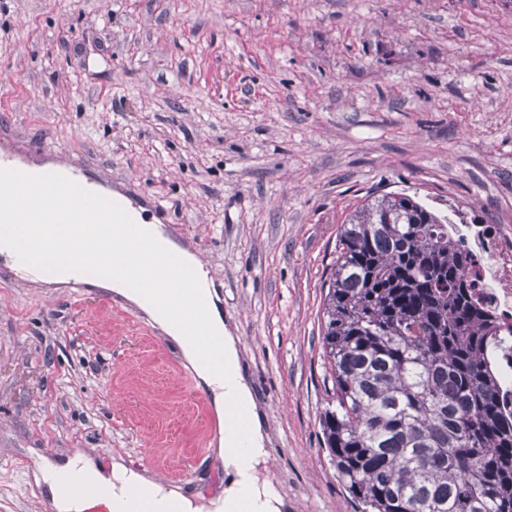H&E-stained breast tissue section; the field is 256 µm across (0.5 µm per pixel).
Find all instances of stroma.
Returning a JSON list of instances; mask_svg holds the SVG:
<instances>
[{
  "label": "stroma",
  "instance_id": "1",
  "mask_svg": "<svg viewBox=\"0 0 512 512\" xmlns=\"http://www.w3.org/2000/svg\"><path fill=\"white\" fill-rule=\"evenodd\" d=\"M52 144L167 207L207 265L282 512H359L323 444V282L374 190L512 225V0H0V146ZM209 397L136 307L0 269V512L39 465L218 495Z\"/></svg>",
  "mask_w": 512,
  "mask_h": 512
}]
</instances>
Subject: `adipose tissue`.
<instances>
[{"label":"adipose tissue","mask_w":512,"mask_h":512,"mask_svg":"<svg viewBox=\"0 0 512 512\" xmlns=\"http://www.w3.org/2000/svg\"><path fill=\"white\" fill-rule=\"evenodd\" d=\"M12 229V221L0 217V250L12 258L17 273L30 275L32 267L49 259L50 253L45 247L12 237ZM143 229L153 247L179 254L191 293L206 307L204 327L210 335L222 340L217 359L203 357L187 340L182 326L156 302L151 290L132 284L120 269H113L101 285L139 308L162 329L181 350L199 385L208 391L218 419L224 422L216 457L224 467L227 484L222 495L198 504L179 488L162 485L118 461L113 462L109 473H102L83 455L62 464L43 463L39 468L40 480L49 490L56 512H89L96 504L91 497L60 494L61 484L73 477L91 487L102 488L111 512H128L133 502L137 503L138 512H281L279 493L271 483L259 481L256 474L266 456L261 425L240 372L236 339L225 326L208 273L193 253L180 248L159 225L147 223Z\"/></svg>","instance_id":"1"}]
</instances>
